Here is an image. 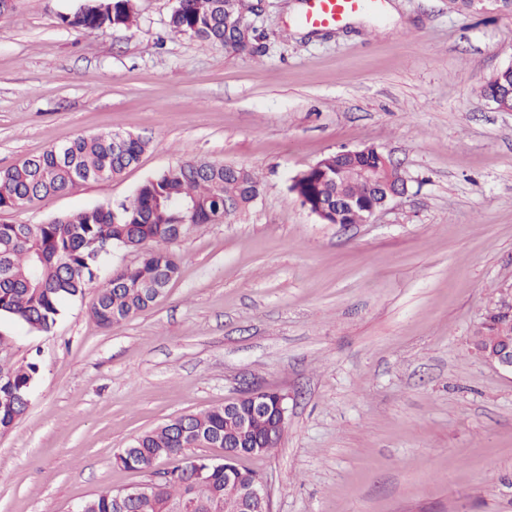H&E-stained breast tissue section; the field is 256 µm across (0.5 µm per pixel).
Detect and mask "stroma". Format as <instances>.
Returning a JSON list of instances; mask_svg holds the SVG:
<instances>
[{
    "label": "stroma",
    "mask_w": 512,
    "mask_h": 512,
    "mask_svg": "<svg viewBox=\"0 0 512 512\" xmlns=\"http://www.w3.org/2000/svg\"><path fill=\"white\" fill-rule=\"evenodd\" d=\"M80 3L0 16V170L80 135L148 146L0 224L129 203L192 159L255 171L260 194L172 245L179 274L140 315L102 328L93 285L49 332L0 316V364L38 365L0 433V512H74L146 481L119 449L249 387L287 407L277 448L244 461L271 512H512V375L471 345L512 301V112L481 92L512 65V13L385 0L314 28L298 0H265L259 54L231 56L172 34L175 0H134L130 27L93 33L61 22ZM366 144L407 193L371 222L323 223L293 177Z\"/></svg>",
    "instance_id": "obj_1"
}]
</instances>
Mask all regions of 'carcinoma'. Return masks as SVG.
<instances>
[{"label": "carcinoma", "instance_id": "carcinoma-1", "mask_svg": "<svg viewBox=\"0 0 512 512\" xmlns=\"http://www.w3.org/2000/svg\"><path fill=\"white\" fill-rule=\"evenodd\" d=\"M256 12L252 0H177L170 16L173 32L188 34L219 45L230 55L250 53L231 39L229 32L248 24ZM133 0H83L77 11L62 17L68 26L86 33L128 27L134 20ZM483 94L497 109L512 110V67L493 75ZM105 133L78 136L38 156L0 170V210L25 205L33 198L68 192L89 181L110 180L135 164L147 141L130 135ZM319 168L310 167L294 177L291 189L301 203L318 211L327 224H358L364 216L360 202L380 201L385 189L375 192L362 178L372 167L379 178L395 185L403 179L383 168L378 149L354 155L323 157ZM260 193V181L251 170L205 159L171 166L143 183L133 201L119 207H90L56 217L45 224H0V316L11 317L29 329L49 332L66 302L83 295L96 278L103 255L89 243L99 241L126 249L143 248L140 259L112 272L98 289L92 318L109 328L151 308L158 293H166L178 275L179 263L169 246L204 224L223 220L246 210ZM37 365H0V430L13 428L25 413ZM247 401L217 405L174 417L139 435L114 457L126 470L149 474L146 495L123 500L106 490L80 503L75 512H179L192 498L193 512H241L231 488L237 482L256 481L261 475L240 466L251 449L240 430L239 412ZM220 448L229 458L201 466L198 490L184 482L186 470L195 465L193 450ZM166 469L156 471L159 463Z\"/></svg>", "mask_w": 512, "mask_h": 512}]
</instances>
